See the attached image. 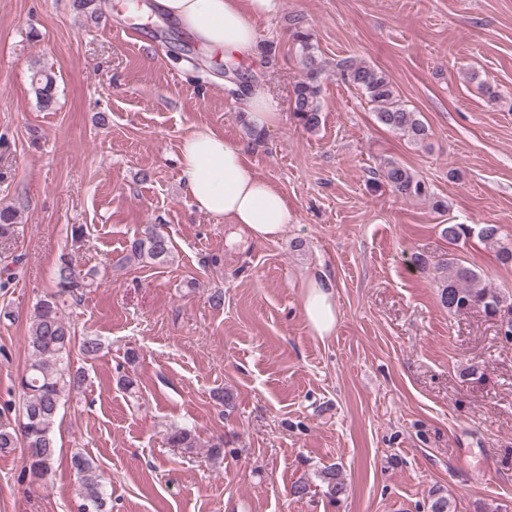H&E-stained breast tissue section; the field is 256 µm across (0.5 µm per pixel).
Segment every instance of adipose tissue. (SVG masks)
Returning <instances> with one entry per match:
<instances>
[{
    "label": "adipose tissue",
    "mask_w": 512,
    "mask_h": 512,
    "mask_svg": "<svg viewBox=\"0 0 512 512\" xmlns=\"http://www.w3.org/2000/svg\"><path fill=\"white\" fill-rule=\"evenodd\" d=\"M196 40L222 51L225 57L253 55L257 32L254 17L271 13L275 0H159ZM179 164L185 189L195 207L230 224L247 228L253 240L275 239L292 221L283 193L260 178L244 161L241 144L213 131L198 128L179 147ZM303 314L316 335L336 329L334 285L329 279H310Z\"/></svg>",
    "instance_id": "ef3b65f1"
}]
</instances>
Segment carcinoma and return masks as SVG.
<instances>
[{"mask_svg":"<svg viewBox=\"0 0 512 512\" xmlns=\"http://www.w3.org/2000/svg\"><path fill=\"white\" fill-rule=\"evenodd\" d=\"M296 53L303 66V78L293 87L292 112L306 129L313 130L320 123L322 61L313 36L301 17L290 19ZM339 79L362 91L375 104L376 117L388 130L405 137L408 142L418 144L429 135V127L418 113L409 110L398 98L393 81L382 70L354 58H346L337 65ZM35 94L39 106L50 110L55 104V79L46 71L33 75ZM378 176L393 191L402 197L419 198L429 196L424 181L418 179L407 167L395 160L381 165ZM14 214L0 210V240L8 241L17 236L19 225ZM443 237L451 244L466 240L475 234L488 245L497 248L503 261L512 260V247L503 242L501 227L484 224L474 229L468 224H445ZM171 253V241L156 224L145 226L140 237L134 239L130 251L118 264L131 261L162 264ZM20 263L15 256L11 263L0 268V290L10 287L16 278L14 266ZM94 275L78 270L71 256L59 257L53 281L54 291L36 303L28 329V360L19 386L23 394L22 405L16 415L11 407L0 410V453L21 447L31 481L45 480L53 471L56 462L55 428L64 397L82 388L85 372L75 368L70 361V352L79 346L87 359L95 358L103 348L97 336H84L81 341L71 331V325L63 314L65 298L78 301L80 289L93 284ZM439 281V299L448 312L478 308L500 321V327L512 332V293L492 288L482 283L478 272L451 258L436 276ZM170 445L188 453L198 447L196 431L187 426L173 427L168 433ZM71 469L77 478L78 512H106L107 497L103 477L95 461L87 454L75 452L70 458ZM336 501L348 495V485L341 470L330 466L321 472Z\"/></svg>","mask_w":512,"mask_h":512,"instance_id":"1","label":"carcinoma"}]
</instances>
